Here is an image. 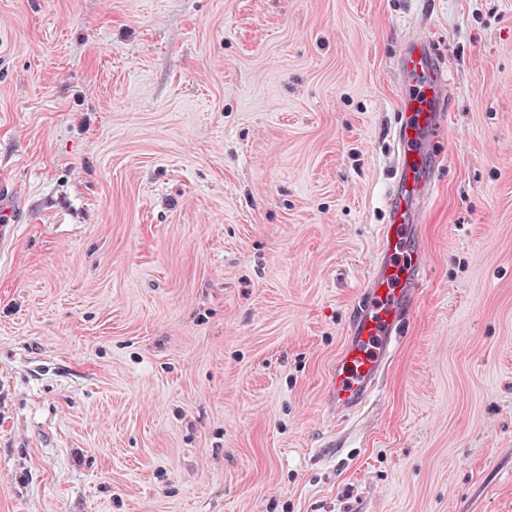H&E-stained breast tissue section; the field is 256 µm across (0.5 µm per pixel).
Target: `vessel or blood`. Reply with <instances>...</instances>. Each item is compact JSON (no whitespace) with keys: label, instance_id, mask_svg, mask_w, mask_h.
I'll list each match as a JSON object with an SVG mask.
<instances>
[{"label":"vessel or blood","instance_id":"vessel-or-blood-1","mask_svg":"<svg viewBox=\"0 0 512 512\" xmlns=\"http://www.w3.org/2000/svg\"><path fill=\"white\" fill-rule=\"evenodd\" d=\"M395 72L408 87L393 132L397 176L384 199L389 221L379 228L380 248L332 367L329 402L340 418L360 411L377 391L423 281L417 224L435 188L434 147L443 131L439 105L447 99L450 77L423 37L405 43Z\"/></svg>","mask_w":512,"mask_h":512}]
</instances>
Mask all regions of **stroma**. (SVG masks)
I'll return each instance as SVG.
<instances>
[{"mask_svg":"<svg viewBox=\"0 0 512 512\" xmlns=\"http://www.w3.org/2000/svg\"><path fill=\"white\" fill-rule=\"evenodd\" d=\"M415 32L423 282L339 420ZM2 188L0 512H512V0H0Z\"/></svg>","mask_w":512,"mask_h":512,"instance_id":"35a3bbf8","label":"stroma"}]
</instances>
